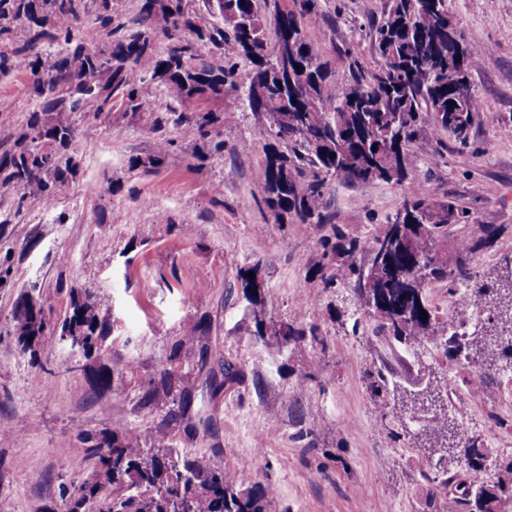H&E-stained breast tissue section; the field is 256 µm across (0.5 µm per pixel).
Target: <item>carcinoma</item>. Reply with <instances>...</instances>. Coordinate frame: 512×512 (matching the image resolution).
Returning a JSON list of instances; mask_svg holds the SVG:
<instances>
[{
    "label": "carcinoma",
    "mask_w": 512,
    "mask_h": 512,
    "mask_svg": "<svg viewBox=\"0 0 512 512\" xmlns=\"http://www.w3.org/2000/svg\"><path fill=\"white\" fill-rule=\"evenodd\" d=\"M216 2L222 22L207 25L190 9V0H142L129 24L114 22L111 0H0V41H13V21L24 20L28 28L22 44L0 50V75L28 72L32 93L42 105L26 127L0 132V187L48 196L68 190L75 167L71 159H62L61 151L77 137L70 121L74 112L90 108L97 120L112 112L115 100L130 112L149 111L160 87L179 104L205 97L222 100L229 86L242 91V101L268 138L257 191L274 222L294 217L327 229L321 240L323 287L340 283L352 288L356 305L374 321L375 336L402 345L407 365L417 364L415 353L425 347L446 353L479 345L512 359V340L498 341L512 331V261L505 263L499 287L482 284L468 294L471 308L500 325L498 335L477 327L462 335L449 331L448 320L428 303L425 282H416L417 272L426 267L437 280L472 281L469 258L495 235L494 228L479 223L454 197H430L411 179L420 148H438L445 131L466 143L484 112L469 82L471 71L485 64L482 46L453 20L448 0H390L382 21L361 25L379 64L368 71L358 52L348 49L347 82L336 79L331 62L306 39L305 29L325 18L319 0H294L293 9L281 7L282 0ZM261 3L276 21L272 41ZM158 34L165 40L160 51L155 48ZM46 40H61L65 48L45 59L37 48ZM203 46L210 47L211 58L203 57ZM282 50L288 53L290 78L276 69L274 54ZM239 60L250 64L240 86L234 81ZM217 121L210 110L165 111L155 116L151 131L172 123L187 138H205L207 127ZM339 177L404 188L400 208L376 235L353 237L332 224L328 190ZM452 224L476 230L457 239L454 259L448 261L436 255V243ZM257 269L255 264L238 276L255 335L270 337L280 350L307 339L324 343L315 325L272 319L261 283L247 277ZM503 291L511 295V305L491 307ZM108 303L106 295L72 293L70 315L48 337L43 310L22 299L15 313L20 353L33 352L44 338L57 347L58 337L69 334L81 339L83 357L99 356L107 338L101 312ZM206 344L201 323L188 325L174 357L142 397L147 404L162 394L179 405L189 433L196 427L175 372L202 354ZM243 376L241 368L226 362L223 376L213 374L207 382L217 396ZM396 377L387 365L371 382V398L384 409L393 390H403L411 401L403 407L405 413L441 393L436 378L421 386ZM85 443L91 474L72 487L66 512H172L179 500L190 512H265L272 495L270 487L252 481L250 474L218 468L204 454H181L168 447L159 430L151 448L142 433L131 429L89 435ZM458 447L477 463L461 480L442 466L422 472L434 486L432 500L452 485L459 512H512V457L500 464V475L491 484L478 479L484 473L482 442L466 438Z\"/></svg>",
    "instance_id": "carcinoma-1"
}]
</instances>
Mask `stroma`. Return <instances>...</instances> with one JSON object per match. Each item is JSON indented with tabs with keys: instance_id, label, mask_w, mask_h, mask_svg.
I'll use <instances>...</instances> for the list:
<instances>
[{
	"instance_id": "35a3bbf8",
	"label": "stroma",
	"mask_w": 512,
	"mask_h": 512,
	"mask_svg": "<svg viewBox=\"0 0 512 512\" xmlns=\"http://www.w3.org/2000/svg\"><path fill=\"white\" fill-rule=\"evenodd\" d=\"M334 23L307 29L332 58L338 80L348 76L343 51L355 44L361 60L376 58L359 26L381 18L389 0H340ZM450 15L482 46L485 64L469 81L485 110L467 144L445 137L442 155L419 153L414 180L426 195H451L497 234L475 254L477 282L491 284L512 258V0H448ZM30 78L0 77V129L24 127L39 102ZM205 108L219 113L211 142L221 151L198 159L193 140L177 128L151 132L154 115L114 108L92 120L75 114L79 163L68 191L48 199L0 188V497L13 512H65L72 484L90 475L84 438L125 426L163 430L170 447L204 452L215 466L251 461L255 480L274 489L266 512H427L420 476L437 441L422 422L382 413L370 396L369 374L394 362L391 346L372 335L373 323L350 289H323L316 275L325 231L295 220L274 223L256 182L267 142L262 127L234 93ZM172 139L164 162L146 161L157 137ZM139 167H131V160ZM334 224L362 237L376 233L402 201L400 187L335 179L328 196ZM259 266L274 319L314 324L326 347L304 341L286 350L253 336L238 286L239 269ZM106 294L109 336L100 358L43 345L20 354L15 309L35 297L58 325L71 292ZM209 329L201 360L178 368L190 416L212 418L213 436H189L173 405L141 398L157 380L185 327ZM246 377L212 397L209 373L224 362ZM488 353L460 362L432 351L434 377L453 378L448 416L485 449V471L496 481L512 457V388L487 368ZM123 371L110 391L93 385L99 371Z\"/></svg>"
}]
</instances>
